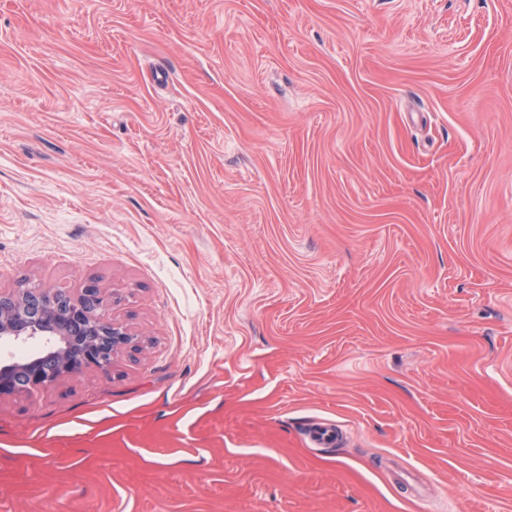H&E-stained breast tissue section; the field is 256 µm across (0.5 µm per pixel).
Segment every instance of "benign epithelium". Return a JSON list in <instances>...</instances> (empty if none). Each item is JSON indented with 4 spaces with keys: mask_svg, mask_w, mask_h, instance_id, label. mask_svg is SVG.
Instances as JSON below:
<instances>
[{
    "mask_svg": "<svg viewBox=\"0 0 512 512\" xmlns=\"http://www.w3.org/2000/svg\"><path fill=\"white\" fill-rule=\"evenodd\" d=\"M110 300L96 282L88 280L78 299H58V294L27 288L17 294L0 293V340L25 343L46 330L58 337V372L43 369L39 359L0 366V398L39 390L53 385L70 374L69 354L77 337L70 328H100L112 333V349L107 352L88 342L83 345L82 366L108 371L115 358L135 350L132 334L108 316Z\"/></svg>",
    "mask_w": 512,
    "mask_h": 512,
    "instance_id": "obj_1",
    "label": "benign epithelium"
}]
</instances>
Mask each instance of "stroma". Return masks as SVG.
<instances>
[{"label": "stroma", "mask_w": 512, "mask_h": 512, "mask_svg": "<svg viewBox=\"0 0 512 512\" xmlns=\"http://www.w3.org/2000/svg\"><path fill=\"white\" fill-rule=\"evenodd\" d=\"M90 279L0 512H512V0H0V291Z\"/></svg>", "instance_id": "obj_1"}]
</instances>
